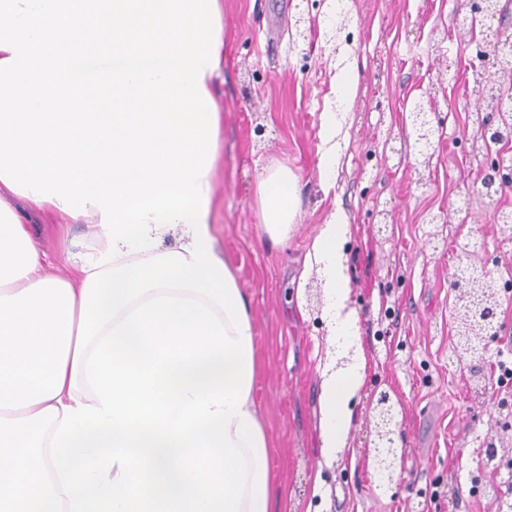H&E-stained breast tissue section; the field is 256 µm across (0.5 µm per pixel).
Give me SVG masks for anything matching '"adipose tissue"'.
<instances>
[{
	"instance_id": "obj_1",
	"label": "adipose tissue",
	"mask_w": 512,
	"mask_h": 512,
	"mask_svg": "<svg viewBox=\"0 0 512 512\" xmlns=\"http://www.w3.org/2000/svg\"><path fill=\"white\" fill-rule=\"evenodd\" d=\"M220 0H0V512H279L253 397L249 299L219 253ZM287 240L298 185L258 183ZM92 225L66 273L30 211ZM349 226L296 278L325 282L347 370L320 372L319 442L346 446L364 384Z\"/></svg>"
}]
</instances>
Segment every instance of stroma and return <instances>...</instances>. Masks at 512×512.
I'll return each instance as SVG.
<instances>
[{
    "label": "stroma",
    "mask_w": 512,
    "mask_h": 512,
    "mask_svg": "<svg viewBox=\"0 0 512 512\" xmlns=\"http://www.w3.org/2000/svg\"><path fill=\"white\" fill-rule=\"evenodd\" d=\"M224 134L215 173L217 247L250 299L259 369L253 392L286 497L280 512H502L501 464L512 461V393L490 389V366L512 337V301L494 309L495 337L459 342L457 282L512 279V189L478 195L482 172L474 82L482 36L463 27L469 0H347L334 34L333 0H223ZM457 61L458 79L448 76ZM356 96L342 126L333 187L320 169V124L339 111L336 78ZM432 101L440 139L415 145L410 112ZM288 168L299 209L288 241L260 228L261 174ZM341 211L350 304L368 361L345 448L320 451L319 373L333 346L300 317L293 278L322 224ZM29 227L55 266L87 231L33 214ZM396 422V473L376 468V401ZM496 459L479 462V449Z\"/></svg>",
    "instance_id": "35a3bbf8"
}]
</instances>
